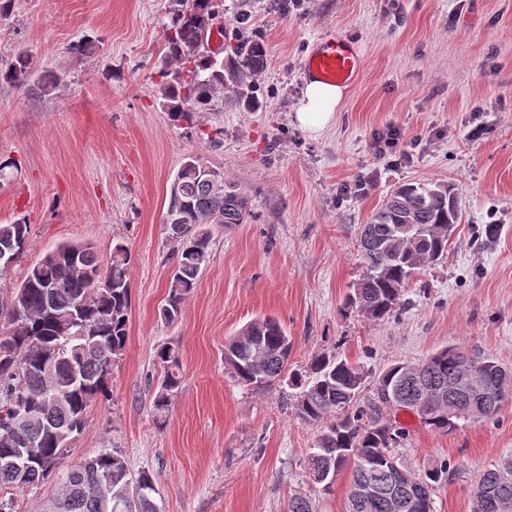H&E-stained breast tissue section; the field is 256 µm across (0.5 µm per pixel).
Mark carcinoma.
<instances>
[{"mask_svg":"<svg viewBox=\"0 0 512 512\" xmlns=\"http://www.w3.org/2000/svg\"><path fill=\"white\" fill-rule=\"evenodd\" d=\"M224 30L217 0H171L163 26L164 67L159 72V104L170 121L191 123L193 113L211 109L217 93L250 108L253 80L264 66L265 49L236 40L222 58L205 49L214 30ZM0 82L46 97L58 77H37L30 54L18 51ZM452 189L438 185H403L393 191L363 225L360 236L362 274L346 298V306L383 319L399 306L414 275L448 251V227L461 218ZM247 199L224 185V172L189 155L170 184L166 219L178 220L170 231L175 270L161 316L174 323L196 287L208 260L207 224H245ZM30 225L25 218L0 224V245L17 250L15 268L20 283L0 302V512H16L15 496L50 477L59 478L51 512H159L152 499L148 473L131 474L124 457L105 448L93 457L62 469L68 448L87 425L91 403L108 396L112 366L128 337L131 308V252L122 243L103 263L94 247L62 242L33 264H24ZM290 341L272 316L257 317L224 343V365L240 384L264 388L283 380L296 389L295 414L310 425L327 416L335 420L318 435L307 454L308 475L315 490L331 492L333 472H350L348 489L370 480L381 497L365 506L347 499L346 512H389L385 498L404 488L417 491L415 512H435V484L454 475L442 462L423 475L403 469L395 475L391 462L406 429L388 415L418 399L428 385L443 388L449 399L435 407L423 423L448 433L459 421L499 414L511 394L497 388L502 366L491 357L474 358L482 368L474 381L486 385L482 405L455 378V349L445 348L418 363V379L403 375L407 363H396L374 380L371 395L361 405L364 368L336 357L318 356L303 373L288 372ZM162 368L153 407L158 417L168 413L180 384L179 347L163 344L156 352ZM475 487H490L512 496V458L480 471Z\"/></svg>","mask_w":512,"mask_h":512,"instance_id":"carcinoma-1","label":"carcinoma"}]
</instances>
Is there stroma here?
<instances>
[{"mask_svg": "<svg viewBox=\"0 0 512 512\" xmlns=\"http://www.w3.org/2000/svg\"><path fill=\"white\" fill-rule=\"evenodd\" d=\"M224 42L266 51L255 109L217 94L211 110L173 124L158 99L169 0H13L0 14V66L19 49L36 74L58 76L47 97L0 83V161L19 171L0 187V224L26 217L28 262L82 241L132 254L125 349L110 397L91 405L67 454L104 448L151 474L160 512H288L310 490L306 455L318 427L294 413L286 383L256 390L224 368V342L260 315L292 341L288 367L330 355L375 379L398 362L454 347L512 370V0H219ZM343 37L363 56L334 119L312 132L295 120L303 64L317 42ZM91 40V51H75ZM395 128L411 158L373 154ZM192 152L248 200L247 223L209 227V260L182 315L160 308L174 266L165 213L170 182ZM365 179L368 190L353 185ZM450 186L462 220L446 258L424 270L396 311L349 309L361 273L359 238L396 187ZM180 348L181 385L164 422L153 410L157 348ZM396 453L438 485L436 512H471L481 469L512 456V402L488 421L432 431L398 413Z\"/></svg>", "mask_w": 512, "mask_h": 512, "instance_id": "1", "label": "stroma"}]
</instances>
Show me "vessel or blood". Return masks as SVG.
I'll return each instance as SVG.
<instances>
[{
  "mask_svg": "<svg viewBox=\"0 0 512 512\" xmlns=\"http://www.w3.org/2000/svg\"><path fill=\"white\" fill-rule=\"evenodd\" d=\"M362 67V58L351 44L342 38L319 42L306 57L305 76L342 88L352 84Z\"/></svg>",
  "mask_w": 512,
  "mask_h": 512,
  "instance_id": "b4317fda",
  "label": "vessel or blood"
}]
</instances>
